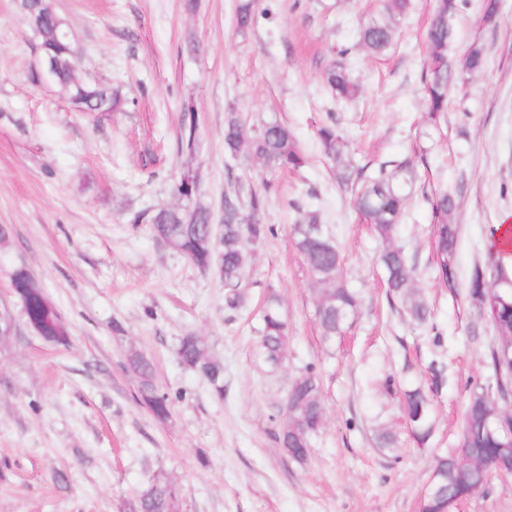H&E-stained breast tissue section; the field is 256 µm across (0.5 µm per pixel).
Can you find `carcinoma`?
<instances>
[{
	"label": "carcinoma",
	"mask_w": 512,
	"mask_h": 512,
	"mask_svg": "<svg viewBox=\"0 0 512 512\" xmlns=\"http://www.w3.org/2000/svg\"><path fill=\"white\" fill-rule=\"evenodd\" d=\"M409 0H385L384 11L373 17L361 30V45L373 54L387 49L393 40L399 18L406 14ZM461 0H435L426 31L428 61L421 79L425 101L432 116L446 111L448 95L457 74L473 76L485 66L483 49L472 45L464 54L462 65L454 69L448 59L453 41V21L460 11ZM26 16H35L33 34L41 55L55 62V83L63 96L78 112H112L118 99L112 90L98 83H84L75 76L78 58L62 39L70 26L52 7H39L35 0L20 3ZM253 0H239L236 25L245 31L253 23ZM329 88L340 98L356 95L357 87L340 65L326 72ZM324 155L336 165L339 185L351 188L354 209L373 225L386 243L378 261L383 267L390 298L397 300L404 315L413 323L426 325L432 319L431 310L415 283V269L405 251L394 240L396 226L405 213L409 191L415 181L414 164L409 159L390 166L382 165L377 174L366 179L352 178L351 160L345 156V142L333 124L318 130ZM224 152L232 158L242 152L262 166L277 169H297L304 164L290 128L276 117L262 122L249 132L237 112L224 113ZM239 183L234 198L224 200L220 238H215L211 224L212 212L202 205L171 206L157 210H142L132 217L134 224L151 226L155 238L181 252L192 264L203 267L218 263L224 280V307L241 309L246 302L244 283L251 266L254 248L275 234L273 225L263 220L267 194ZM175 192L191 200L197 192L194 177L183 176ZM437 232L439 272L448 287H455L456 273L452 258L456 252L459 225L453 222L456 200L443 190L431 203ZM491 229L488 252L491 261L486 267L472 270L467 295L478 309L486 310L495 331L497 344L489 349L487 383L472 388L464 414L461 440L457 448L436 459L432 481L421 498V512H453L458 503L484 490L492 472L512 474V349L502 345V339L512 333V264L505 262L512 232L497 235ZM290 234L303 258L313 290L314 319L320 340L327 345L345 335L357 320L359 298L349 288L344 276L343 260L336 240L317 210H307L299 222L291 225ZM15 297L20 302L27 325L43 340L55 346L69 345L66 325L59 321L56 307L45 290L30 284L21 271L11 275ZM259 353L272 369L280 367L288 347V322L282 310L281 298L275 289L267 290L261 322L258 328ZM177 355L180 363L206 379L217 395L224 390V367L214 358L207 342L195 334L183 336ZM126 365L139 382V398L153 415L164 419L170 411L168 395L159 391L155 382L153 361L131 346L125 355ZM428 389L415 387L403 392L402 410L414 439L425 445L433 435L432 396L442 390L447 381L445 367L437 361L429 366ZM290 410L284 411L285 422L278 441L288 456L303 461L308 456L310 439L325 423L320 379L310 366L292 382L288 392ZM178 500L176 485L165 477L152 479L140 495L129 504V512H175Z\"/></svg>",
	"instance_id": "carcinoma-1"
}]
</instances>
